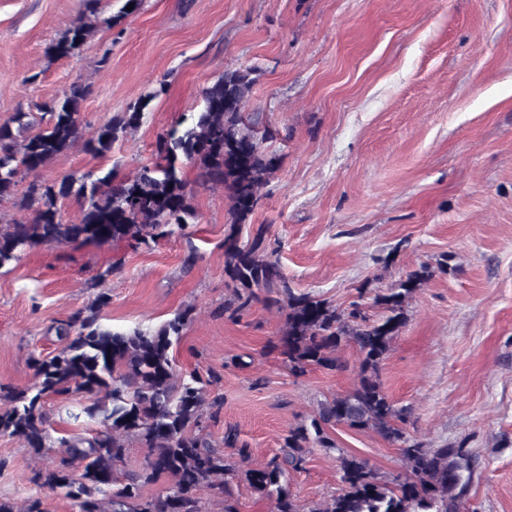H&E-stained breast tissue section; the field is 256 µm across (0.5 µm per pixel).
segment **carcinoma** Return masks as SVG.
I'll list each match as a JSON object with an SVG mask.
<instances>
[{
  "label": "carcinoma",
  "mask_w": 512,
  "mask_h": 512,
  "mask_svg": "<svg viewBox=\"0 0 512 512\" xmlns=\"http://www.w3.org/2000/svg\"><path fill=\"white\" fill-rule=\"evenodd\" d=\"M100 2L83 0L84 15L52 46L53 56L70 57L87 43L94 32L88 17L98 16ZM252 73L226 70L203 88L192 121H178L158 135L155 160L131 177L114 170L103 176L74 172L48 182L39 173L80 142L95 155L110 153L141 125L149 102L166 93L164 82L87 139L80 111L90 85L80 80L63 98L34 104L40 113L38 131L31 132L29 113L22 111L0 124V202L13 198L27 179L17 206L30 212L26 221L0 225V268L38 245L145 244L183 234L196 218L184 160L197 169L199 185L223 188L231 202L224 275L234 293L224 301V311L234 317L260 299L286 310L277 348L294 374L346 370L339 352L353 344L360 356L354 389L319 403L310 425L289 429L281 452L261 463H251V451L239 444L236 428H225L224 447L236 449L232 462L206 433L208 422L217 421L224 406L223 398L209 391L221 375L214 370L205 377L196 370L180 371L175 363L173 350L191 309L155 328L119 331L99 323V313L110 300L101 292L89 307L74 310L57 327V336L66 340L58 354L31 357L36 379L32 396L0 387V432L24 441L38 455L58 449L53 468L35 471L32 481L63 494L75 512H205V493L224 496L223 512H239L228 476L243 464L245 481L269 501L271 512H451L463 479L458 451L425 448L411 440L402 427L405 410L388 398L379 379L392 341L406 323V304L433 271L422 266L376 295L374 304L384 314L372 320L357 302L345 315L326 300L295 293L281 271L277 250L265 246L263 227L252 240L241 241L239 225L260 205V190L282 161L261 149L255 123L244 116ZM70 197L79 205L74 220L64 219L59 206ZM51 396L82 397L87 401L83 412L99 421L100 428L85 436L52 437L45 407ZM336 425L372 430L399 445L409 474L389 482L363 459L341 452L340 492L321 504L299 503L289 492L290 477L303 469L310 449L336 447L326 432ZM134 447L145 451L141 471L117 472V463ZM161 479L167 480L164 488L144 492ZM0 512H43L42 502L31 499L17 507L1 500Z\"/></svg>",
  "instance_id": "cac0c4a2"
}]
</instances>
